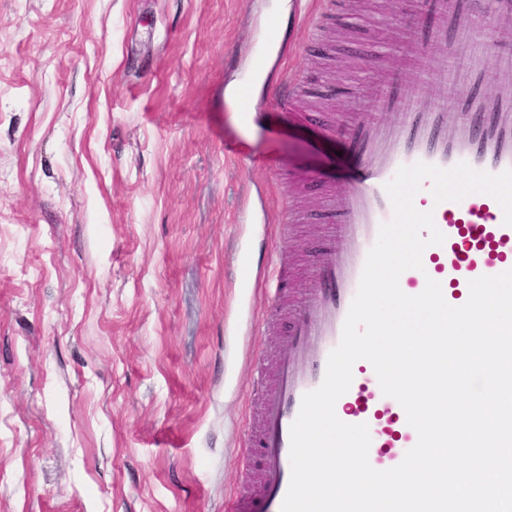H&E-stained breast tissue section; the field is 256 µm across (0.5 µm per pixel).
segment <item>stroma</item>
Returning a JSON list of instances; mask_svg holds the SVG:
<instances>
[{"mask_svg": "<svg viewBox=\"0 0 512 512\" xmlns=\"http://www.w3.org/2000/svg\"><path fill=\"white\" fill-rule=\"evenodd\" d=\"M417 21L411 0H0V512H225L256 372L355 173L344 124L393 123L374 97ZM244 81L246 121L224 95Z\"/></svg>", "mask_w": 512, "mask_h": 512, "instance_id": "obj_1", "label": "stroma"}]
</instances>
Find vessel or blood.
I'll return each mask as SVG.
<instances>
[{"label":"vessel or blood","instance_id":"b4317fda","mask_svg":"<svg viewBox=\"0 0 512 512\" xmlns=\"http://www.w3.org/2000/svg\"><path fill=\"white\" fill-rule=\"evenodd\" d=\"M422 8L427 21L414 35L440 56L441 66L423 70L415 84L403 73L391 74L377 109L395 113V122L382 126L362 120L350 133L359 158L356 178L335 195L339 219L327 229L329 246L317 260L316 284L294 312L278 373L273 381L257 380L260 411L250 445L258 449L261 466L248 494L231 500L226 512H252L256 501L261 512H281L291 479V425L304 394L323 382L328 356L340 342L366 256L380 225L392 217L385 185L398 168L418 161L444 169L464 161L490 173L512 168V53L492 50L489 39L490 33L512 28V0H487L481 36L469 32L472 11L466 0H422ZM491 73L503 90L485 96L478 88ZM447 82L460 89L450 109L426 95L429 85ZM452 110L459 114L453 123L448 120ZM415 205L433 211L445 241L424 250L422 269L401 274L404 293H421L431 278L440 282L450 305L460 306L471 280L512 269V226L504 225L492 197L472 194L458 203L437 204L427 193ZM335 412L345 423L367 424L368 459L375 469L399 465L417 442L404 409L383 395L368 361L354 364L351 386Z\"/></svg>","mask_w":512,"mask_h":512}]
</instances>
